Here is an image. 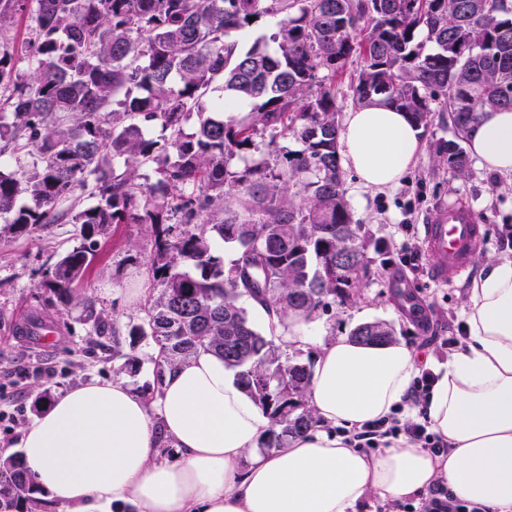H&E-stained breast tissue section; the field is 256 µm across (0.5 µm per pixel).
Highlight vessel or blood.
<instances>
[{
  "instance_id": "obj_1",
  "label": "vessel or blood",
  "mask_w": 512,
  "mask_h": 512,
  "mask_svg": "<svg viewBox=\"0 0 512 512\" xmlns=\"http://www.w3.org/2000/svg\"><path fill=\"white\" fill-rule=\"evenodd\" d=\"M479 218L466 205L444 203L430 215L425 226L424 246L433 264L436 281L448 282L450 275L467 271L477 261L473 240Z\"/></svg>"
}]
</instances>
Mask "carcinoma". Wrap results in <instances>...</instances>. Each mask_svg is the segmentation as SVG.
Listing matches in <instances>:
<instances>
[{
  "instance_id": "cac0c4a2",
  "label": "carcinoma",
  "mask_w": 512,
  "mask_h": 512,
  "mask_svg": "<svg viewBox=\"0 0 512 512\" xmlns=\"http://www.w3.org/2000/svg\"><path fill=\"white\" fill-rule=\"evenodd\" d=\"M27 1L26 70L0 41V158L16 163L0 166V239L78 225L79 245L38 287L49 306L83 304L130 367L137 356L121 353L119 337H151L150 400L166 369L203 350L269 416L261 447L308 431L311 367L244 302L287 332L291 317L353 303L370 251L382 252L346 199L336 100L319 71L334 77L356 57L357 102L421 126L445 104L454 139L444 163L465 178L460 141L480 112L512 109V0H0V36ZM266 16L279 18L276 31L242 49L235 33ZM156 126L159 139L148 135ZM243 155L250 165L238 171L231 161ZM77 191L94 203L61 209ZM114 224L151 226L146 266L159 285L141 322L123 329L75 289ZM350 336L387 342L394 330L365 322ZM40 493L16 459L0 463V512H31Z\"/></svg>"
}]
</instances>
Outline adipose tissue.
<instances>
[{
    "instance_id": "1",
    "label": "adipose tissue",
    "mask_w": 512,
    "mask_h": 512,
    "mask_svg": "<svg viewBox=\"0 0 512 512\" xmlns=\"http://www.w3.org/2000/svg\"><path fill=\"white\" fill-rule=\"evenodd\" d=\"M421 134L406 113L376 103L346 112L339 150L359 187L382 190L413 165ZM467 148L512 175V111L484 110ZM464 311L468 340L426 400L447 455L403 439L368 455L336 435L390 415L422 362L402 341L341 337L322 345L310 377L317 425L275 451L260 447L268 416L222 361L200 352L166 371L153 402L114 380L53 398L23 431V466L79 512H356L369 496L395 505L440 480L460 500L512 512V260L486 261ZM165 445L173 459L161 460Z\"/></svg>"
}]
</instances>
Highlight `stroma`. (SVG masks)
<instances>
[{
    "mask_svg": "<svg viewBox=\"0 0 512 512\" xmlns=\"http://www.w3.org/2000/svg\"><path fill=\"white\" fill-rule=\"evenodd\" d=\"M451 137L448 113L439 107L423 130L414 165L395 186L362 189L355 173L345 170L354 219L368 225L373 238L393 252L400 241L399 223L423 226L441 202L459 200L487 219V228L480 231L481 258L512 259V250L501 245L502 236L512 232V177L488 171L476 161L466 178L451 177L438 152L439 145ZM77 242L75 226L64 222L45 225L26 237L0 240V387L14 393L25 411L24 420L14 423L11 434L0 433V460L19 456L25 421L39 415L43 401L66 389L91 379L123 380L139 392L153 383L148 340L135 345L138 365L129 370L124 358L113 356L111 337L95 335L91 324L84 322L81 306H46V294L39 287L42 275ZM153 242L149 225L112 227L102 237L78 293L118 325L138 321L143 308L130 305L127 298L133 288L144 289L149 297L158 293L144 266ZM423 264L424 271L416 275L398 264L377 270L363 284L355 304L316 311L307 322V340L291 342L289 354L304 363L315 361L318 342L349 335L357 324L376 320L392 325L397 338L419 349L428 335L444 336L456 330L465 321L466 294L478 272L470 270L442 285L431 276V258H424ZM35 320L56 329L53 346L39 347L21 333V326ZM43 363L54 367V378L36 373V365Z\"/></svg>",
    "mask_w": 512,
    "mask_h": 512,
    "instance_id": "1",
    "label": "stroma"
}]
</instances>
